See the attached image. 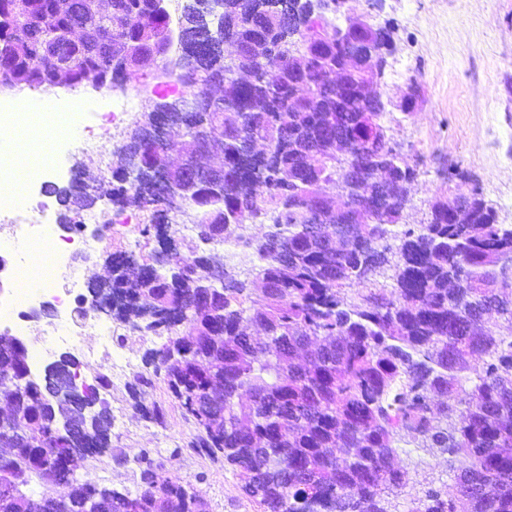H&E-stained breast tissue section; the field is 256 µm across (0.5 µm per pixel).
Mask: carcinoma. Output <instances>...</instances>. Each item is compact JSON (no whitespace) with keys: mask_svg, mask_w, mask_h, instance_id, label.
Here are the masks:
<instances>
[{"mask_svg":"<svg viewBox=\"0 0 512 512\" xmlns=\"http://www.w3.org/2000/svg\"><path fill=\"white\" fill-rule=\"evenodd\" d=\"M50 0H31L20 19L12 0H0V83H52L45 37L65 27L81 31L77 42L58 47L73 87L87 72L145 74L138 63L159 62L179 70L193 58L203 75L222 76V95L203 112H190V135L202 124L224 143V192L201 181L189 199L199 216L200 240L219 238L252 250L259 265L252 279L224 267L221 287L208 279L215 253L154 255L130 280L114 279L127 312L157 303L153 329L167 340L150 350L146 365L168 389L196 429L195 445L233 467L244 493L260 512H388L389 495L406 487L408 470L396 463L398 436L406 431L420 449L448 456L456 470L449 494L429 489L408 512H512V227L473 189L456 199L467 222L439 198L426 222L398 232L397 198L371 185L378 223L353 224L349 213L307 223L310 192L323 183L357 196L352 177L388 168L405 184L416 169L400 164L380 124L385 103L366 99L361 87L384 72L390 39L386 29H361L336 37L310 34L288 21V0H212L221 7L216 31L203 39L193 31L197 7L182 13L173 37L165 0H112V43L98 45L106 20L71 0L58 18ZM179 42V60L169 59ZM236 48L224 64L222 44ZM265 48L264 58L252 46ZM298 48L308 59L300 70L285 55ZM340 80L339 92L327 93ZM238 109L224 121V99ZM364 145L350 156L352 171L336 172V146ZM313 144L326 148L315 165L303 156ZM134 183L112 172V203L126 201ZM153 221L165 223L176 203L150 199ZM271 216L270 231L246 239L234 231L249 220ZM399 241L397 247L389 239ZM392 271L394 291L377 280ZM268 284L253 287L254 281ZM188 325L183 335L177 327ZM308 347L304 365L297 345ZM481 362L475 378L471 362ZM0 361L17 366L25 405L23 428L0 423V471L24 475L27 507L0 491V512H87L88 499L102 512H207L194 488L179 478L156 480L150 454L138 458L140 490L123 493L96 484L85 487L87 457H71L63 426L44 420L54 399L50 378H36L25 342L0 341ZM473 382L466 387L467 382ZM110 382L95 377L86 402L69 409L84 428L88 453L111 445L112 416L100 391ZM56 481L68 496L45 502L32 490Z\"/></svg>","mask_w":512,"mask_h":512,"instance_id":"cac0c4a2","label":"carcinoma"}]
</instances>
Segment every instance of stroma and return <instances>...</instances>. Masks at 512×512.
Listing matches in <instances>:
<instances>
[{
    "label": "stroma",
    "mask_w": 512,
    "mask_h": 512,
    "mask_svg": "<svg viewBox=\"0 0 512 512\" xmlns=\"http://www.w3.org/2000/svg\"><path fill=\"white\" fill-rule=\"evenodd\" d=\"M356 8L393 31L394 51L379 86L385 103L379 121L401 146L406 162L418 170L403 223L423 222L430 202L448 193L449 168L458 166L470 175L461 183V192L479 188L498 223L511 226L512 0H381L376 8L368 0H357ZM412 81L420 85L421 95L407 109L402 95ZM45 98L55 113L74 117L81 130L101 133L103 145L111 150L121 147L152 109L149 97H141L135 112L115 126L108 121L112 93L107 89L38 88L0 94V102L14 112ZM56 157L60 169L53 182L61 187L75 184L84 174H112L99 152L75 150L66 138L60 140ZM120 212L134 221L116 234L113 250L138 245L146 262L164 241L186 256L201 245L194 225L179 214H172L170 223L156 233L149 229L151 211L129 204ZM116 328L114 349L129 357L132 367L107 396L114 421L112 446L88 459L89 477L121 491H137V458L147 450L158 477L190 483L209 512H256L231 468L193 448L195 431L163 379L136 383V375L146 370V352L159 346V338L121 322ZM146 407L159 409L161 421L145 417ZM399 458L411 469L412 482L393 497L394 512H407L413 496L428 489L452 490L455 473L445 458L416 450L407 436L399 443Z\"/></svg>",
    "instance_id": "1"
}]
</instances>
